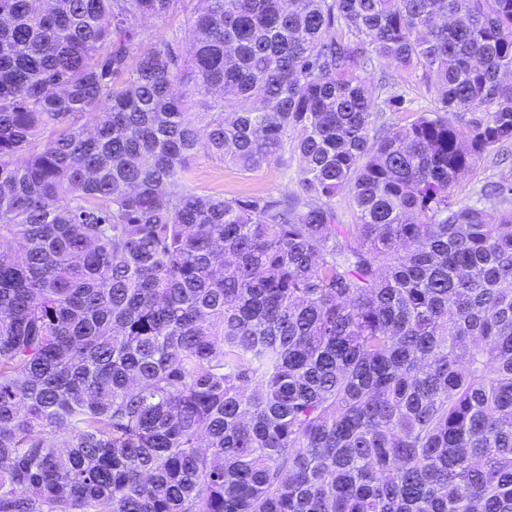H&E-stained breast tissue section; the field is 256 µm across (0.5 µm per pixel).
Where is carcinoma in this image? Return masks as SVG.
I'll return each mask as SVG.
<instances>
[{"label": "carcinoma", "mask_w": 512, "mask_h": 512, "mask_svg": "<svg viewBox=\"0 0 512 512\" xmlns=\"http://www.w3.org/2000/svg\"><path fill=\"white\" fill-rule=\"evenodd\" d=\"M507 74L512 0H0V512H512ZM145 36L147 39H163L176 43L180 52L187 57L190 44L186 40V15L183 12L170 14L165 18L151 19L146 23ZM409 80V98L412 100V104L408 107L412 112H426L432 109L434 105L433 96H431L426 91V88L420 85L415 79L411 78ZM412 112H387L384 114V118L388 123L405 124L408 119L407 117L412 115ZM189 186L201 194L224 193L225 197L247 193H268L283 196L297 190L299 168L295 159L288 163L265 167L248 177L238 169L225 164L204 152H199L191 162ZM502 167H495L491 157L489 160H482L477 163L455 186L454 200L461 203L469 202L474 197L475 190L484 181L495 177Z\"/></svg>", "instance_id": "carcinoma-1"}]
</instances>
